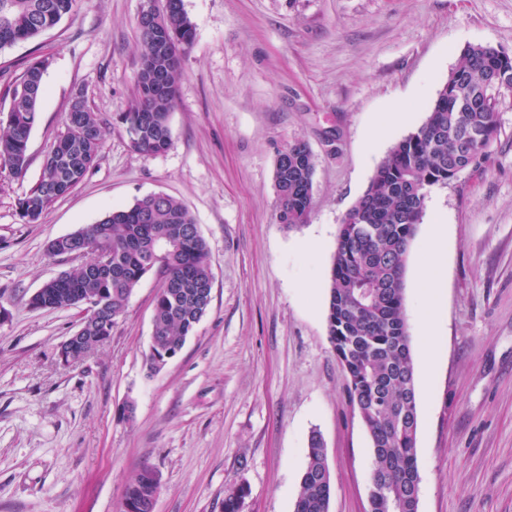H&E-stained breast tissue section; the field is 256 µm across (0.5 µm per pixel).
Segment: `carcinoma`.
Here are the masks:
<instances>
[{
	"label": "carcinoma",
	"mask_w": 512,
	"mask_h": 512,
	"mask_svg": "<svg viewBox=\"0 0 512 512\" xmlns=\"http://www.w3.org/2000/svg\"><path fill=\"white\" fill-rule=\"evenodd\" d=\"M77 0H0V50L33 41L74 10ZM160 17L172 41V56L158 52L153 36L140 30L139 71L166 76L170 97L137 84L126 111L117 116L133 150L160 153L171 143L170 116L177 104L181 55L194 41L195 26L185 10L163 9ZM512 98V57L485 45H469L449 72L424 123L395 143L378 164L366 190L345 215L330 269L328 338L349 375L348 392L370 438L371 484L368 512H418V413L411 336L405 311L404 278L410 247L426 208L427 189L446 185L488 157L499 135L498 112ZM39 112L0 119V165L19 175ZM103 123L88 108L69 112L66 133L42 164L36 183L18 200L20 217L41 220L61 186L75 187L96 163ZM315 158L302 141L282 150L275 163L277 222H307L312 205ZM90 259L46 284V310H66L76 299L99 304L81 324L84 342L112 335V323L126 310L141 280L153 270L152 249L164 243L172 259L160 275L154 302L149 372L169 352L183 348L210 302L213 275L209 249L194 216L177 198L151 194L106 213L83 227ZM305 466L293 512H329L332 483L319 432L310 433ZM160 487L149 466L134 472L124 490L123 512H151ZM247 487L224 496V512H242Z\"/></svg>",
	"instance_id": "carcinoma-1"
}]
</instances>
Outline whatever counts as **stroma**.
I'll list each match as a JSON object with an SVG mask.
<instances>
[{
  "mask_svg": "<svg viewBox=\"0 0 512 512\" xmlns=\"http://www.w3.org/2000/svg\"><path fill=\"white\" fill-rule=\"evenodd\" d=\"M195 39L181 59L171 144L130 146L118 113L136 93L142 0H77L39 39L0 51V114L45 57L22 174L0 167V512H121L137 469L160 475L155 512H293L311 431L323 437L330 512H367L368 433L328 339V282L342 219L378 163L417 130L464 47L512 56V0H183ZM103 122L84 180L34 224L17 202L66 130L75 95ZM480 164L430 187L405 272L418 409L419 512H512V103ZM316 159L307 223L278 224V153ZM180 199L214 276L207 313L149 373L162 285L149 273L110 339L66 366L59 344L83 307L34 311L71 267L50 240L144 196ZM445 236L431 281V227ZM318 240V253L304 248ZM315 300H307V288ZM432 348V376L422 354Z\"/></svg>",
  "mask_w": 512,
  "mask_h": 512,
  "instance_id": "obj_1",
  "label": "stroma"
}]
</instances>
